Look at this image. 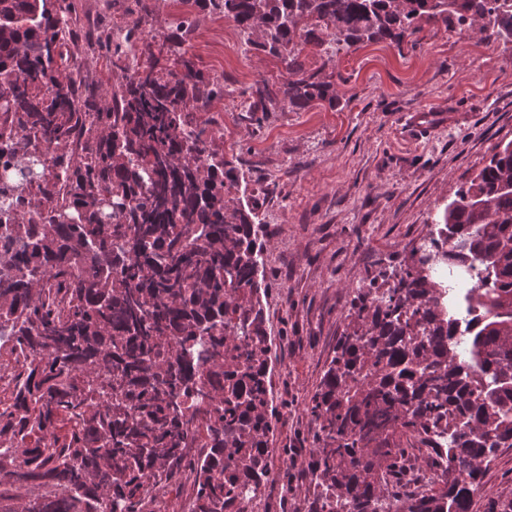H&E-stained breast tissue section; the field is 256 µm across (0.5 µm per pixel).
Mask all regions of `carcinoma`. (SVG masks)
Segmentation results:
<instances>
[{"mask_svg":"<svg viewBox=\"0 0 512 512\" xmlns=\"http://www.w3.org/2000/svg\"><path fill=\"white\" fill-rule=\"evenodd\" d=\"M231 19L287 77L243 91L250 112L336 101L298 43L320 29L396 44L420 23L481 24L512 43V0H184ZM154 8L97 43L117 77L90 80L76 0H0V127L54 143L71 190L0 244V512H151L150 490L195 473L192 512L268 474L271 373L255 214L226 200L235 168L199 112L224 96L183 48H144ZM136 38L141 64L126 65ZM436 233L407 245L384 290L358 289L307 403L306 512H470L483 468L512 448V141L456 192ZM478 316L451 343L460 309ZM448 435L442 479L406 490L408 449Z\"/></svg>","mask_w":512,"mask_h":512,"instance_id":"carcinoma-1","label":"carcinoma"}]
</instances>
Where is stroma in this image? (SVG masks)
<instances>
[{"label": "stroma", "instance_id": "1", "mask_svg": "<svg viewBox=\"0 0 512 512\" xmlns=\"http://www.w3.org/2000/svg\"><path fill=\"white\" fill-rule=\"evenodd\" d=\"M187 47L223 78L209 112L224 116L213 147L234 167L229 193L262 226L260 273L274 404L283 419L267 437L290 492L266 488L270 512H303L310 448L305 405L319 389L350 322L359 287H385L407 262L405 246L434 228L457 189L496 145L512 140V44L478 27L426 23L413 41L303 50L309 71L333 83L335 102L251 112L244 88L278 81L276 57L248 50L232 20L197 10ZM512 495V448L485 470L472 512Z\"/></svg>", "mask_w": 512, "mask_h": 512}]
</instances>
